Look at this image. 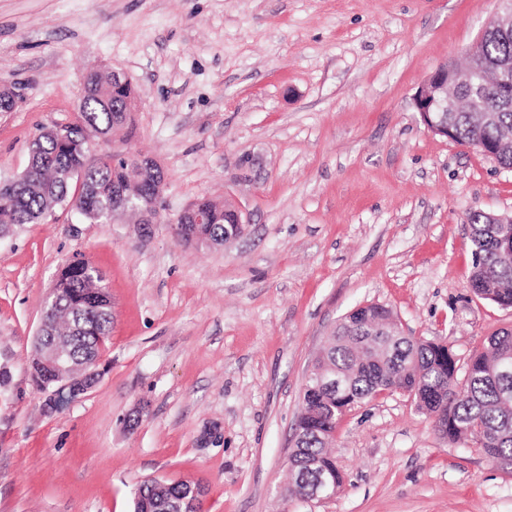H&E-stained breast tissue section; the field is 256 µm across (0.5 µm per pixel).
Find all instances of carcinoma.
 I'll return each instance as SVG.
<instances>
[{
  "label": "carcinoma",
  "mask_w": 512,
  "mask_h": 512,
  "mask_svg": "<svg viewBox=\"0 0 512 512\" xmlns=\"http://www.w3.org/2000/svg\"><path fill=\"white\" fill-rule=\"evenodd\" d=\"M483 51L490 57H512V35L484 40ZM133 98L131 85L112 84V72L87 73L76 120L59 132L42 130L32 141L27 175L0 191V233L37 224L63 203L86 221L99 222L121 214L112 211V200L121 191L139 187L149 193L150 182L164 176L162 169H155L146 181L134 165L135 157L97 151L94 145L129 124ZM453 120L455 142L480 149L512 131V107L502 109L496 126L481 125L466 106ZM202 209L210 214L204 232L216 241L224 239V227L235 223V214L208 199ZM466 224L473 244L470 287L479 298L512 308V255L505 256L500 247V225L484 223L477 210L467 215ZM86 265L87 260L77 258L60 272L54 287L56 306L47 315L45 331L47 337L66 338L81 329L85 341L68 344L78 358L88 349L101 353L112 326V306L99 299L102 281L86 274ZM323 373L342 376L344 385L338 390L320 384ZM417 377L420 387L414 399L423 403L425 413L437 415L448 443L492 448V461L512 469V329L489 336L462 364L451 349L420 344L392 323L371 324L362 332L355 316L347 315L306 378L288 457L287 494L309 498L320 481L328 492L340 488L342 474L331 449L338 418L382 392V384L410 387ZM187 497L182 482L147 481L138 488L134 512H185Z\"/></svg>",
  "instance_id": "carcinoma-1"
}]
</instances>
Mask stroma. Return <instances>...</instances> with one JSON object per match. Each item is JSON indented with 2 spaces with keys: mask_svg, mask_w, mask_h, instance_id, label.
<instances>
[{
  "mask_svg": "<svg viewBox=\"0 0 512 512\" xmlns=\"http://www.w3.org/2000/svg\"><path fill=\"white\" fill-rule=\"evenodd\" d=\"M493 0H0V180L75 120L85 74L124 72L132 128L107 150L165 175L162 222L59 207L0 241V512H134L143 481L189 480L201 512H512V473L455 447L402 392L347 411L343 486L285 499L315 356L353 308L392 309L460 360L512 329L469 287L475 209L512 215V170L430 132L414 95L463 65ZM207 196L247 234L210 249L167 222ZM112 298L104 374L46 414L28 359L75 254Z\"/></svg>",
  "mask_w": 512,
  "mask_h": 512,
  "instance_id": "35a3bbf8",
  "label": "stroma"
}]
</instances>
